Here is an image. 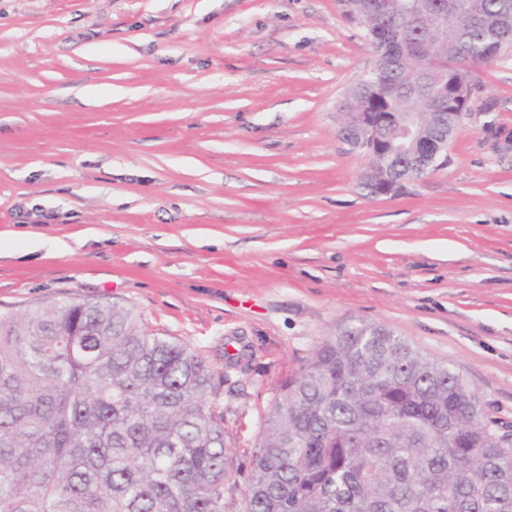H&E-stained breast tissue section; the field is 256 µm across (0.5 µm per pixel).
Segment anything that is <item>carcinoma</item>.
I'll list each match as a JSON object with an SVG mask.
<instances>
[{"instance_id": "1", "label": "carcinoma", "mask_w": 512, "mask_h": 512, "mask_svg": "<svg viewBox=\"0 0 512 512\" xmlns=\"http://www.w3.org/2000/svg\"><path fill=\"white\" fill-rule=\"evenodd\" d=\"M405 0L348 15L386 54V101L357 85L338 108L425 113L439 74L472 75L512 42L483 17ZM385 4L379 11L377 5ZM388 176L424 175L387 158ZM448 363L363 320L327 336L265 419L243 512H512V441ZM235 457L215 373L197 350L150 333L133 308L40 303L0 313V512H228Z\"/></svg>"}]
</instances>
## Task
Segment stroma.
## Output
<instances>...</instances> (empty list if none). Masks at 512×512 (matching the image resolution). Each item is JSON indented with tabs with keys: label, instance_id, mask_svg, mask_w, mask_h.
<instances>
[{
	"label": "stroma",
	"instance_id": "obj_1",
	"mask_svg": "<svg viewBox=\"0 0 512 512\" xmlns=\"http://www.w3.org/2000/svg\"><path fill=\"white\" fill-rule=\"evenodd\" d=\"M373 59L341 0H0V312L115 302L198 350L242 490L285 385L355 320L512 436V47L445 164L388 195L338 132Z\"/></svg>",
	"mask_w": 512,
	"mask_h": 512
}]
</instances>
